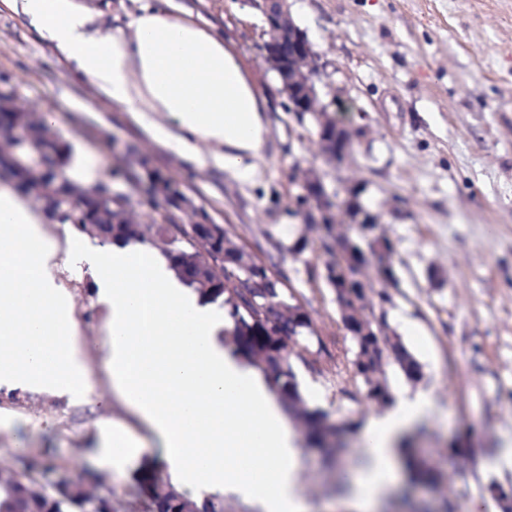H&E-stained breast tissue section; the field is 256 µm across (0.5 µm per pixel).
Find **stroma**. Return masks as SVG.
<instances>
[{
	"mask_svg": "<svg viewBox=\"0 0 512 512\" xmlns=\"http://www.w3.org/2000/svg\"><path fill=\"white\" fill-rule=\"evenodd\" d=\"M103 37L126 29L148 0H79ZM322 65L321 104L353 133L341 164L319 156L311 124H298L264 61L261 14L247 0H165L172 16L206 25L264 107L267 127L257 176L242 181L206 163L184 164L158 144L134 113L111 105L23 18L0 5V79L26 109L44 114L69 146L72 166L95 159L97 179L113 180L130 202L146 168L180 184L215 223L232 226L258 260L286 276V288L320 336L343 334L336 295L324 278L320 225L308 224L298 199L308 170L329 192L358 185L378 230L396 245L397 285L387 290L389 330L421 366L420 381L394 367L392 391H423L434 410L416 448L444 472L463 512H500L491 483L511 484L512 467V0H289ZM58 246L56 275L79 321L89 392L68 399L0 392V462L23 469L49 460L74 475L93 474L112 488L116 512H148L137 471L164 465L161 444L112 386L106 312L85 269L68 260L71 225L46 223ZM306 239L304 254L292 253ZM303 394L332 418L380 416L300 373ZM121 426L141 443L122 469L103 466L102 431ZM471 439L473 451L449 445ZM362 435L350 436L333 463L303 449L299 486L315 512H341L334 489L361 469Z\"/></svg>",
	"mask_w": 512,
	"mask_h": 512,
	"instance_id": "35a3bbf8",
	"label": "stroma"
}]
</instances>
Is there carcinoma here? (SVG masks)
Instances as JSON below:
<instances>
[{"label":"carcinoma","mask_w":512,"mask_h":512,"mask_svg":"<svg viewBox=\"0 0 512 512\" xmlns=\"http://www.w3.org/2000/svg\"><path fill=\"white\" fill-rule=\"evenodd\" d=\"M108 187L104 180L86 188L89 197L77 208L82 218L72 224H83L91 215L94 192ZM145 223L128 230L125 224L112 225V236L124 241L149 244L164 253L179 254L185 266L202 271V279L192 280L189 286L207 302H219L230 327L224 330V347L232 357L259 371L269 389L275 394L282 411L303 432L307 443L330 459L340 444L338 436L355 433L360 421L346 416L333 420L329 412L309 406L297 380V370L305 369L321 376L336 371V388L350 401H365L385 406L392 401L390 389L383 376L386 365L397 366L411 381L422 377L421 367L396 336L386 333L385 314H380V335L363 333V329L343 325L351 333L353 349L347 350L334 342V349L325 345L313 327L310 315L294 302L286 291V277L263 262L254 259L245 247L236 244L230 230L214 225L215 234L224 240V260L210 262L193 234L194 225L178 224L168 216L166 207L151 196L138 202ZM321 247L333 254L330 242L336 246L349 245L364 255L370 251L377 263V274L385 281H396L391 256L393 242L382 235L368 239L360 234L352 239L335 232V225L326 224ZM325 278L332 287L336 281L350 280L360 270L350 262L326 263ZM408 462L409 480L439 488L445 476L414 448V439L405 437L399 444ZM139 494H149L152 512H224L223 497L214 495L198 500L164 480L159 470L145 467L135 476ZM83 495L60 494L49 491L29 474L0 468V512H78Z\"/></svg>","instance_id":"obj_1"}]
</instances>
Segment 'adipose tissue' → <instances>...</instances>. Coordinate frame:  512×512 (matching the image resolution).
I'll use <instances>...</instances> for the list:
<instances>
[{"label": "adipose tissue", "instance_id": "1", "mask_svg": "<svg viewBox=\"0 0 512 512\" xmlns=\"http://www.w3.org/2000/svg\"><path fill=\"white\" fill-rule=\"evenodd\" d=\"M28 19L113 103L186 160H212L252 179L266 139L255 91L221 35L141 6L127 30L102 38L77 0H0ZM175 127H167L166 119ZM31 244L33 253L22 251ZM97 301L108 312L112 382L160 441L174 485L231 492L262 512H310L296 480L299 453L273 399L217 340L222 309L202 303L155 250L114 242L89 252ZM54 244L16 193L0 191V390L87 393L78 322L53 273ZM434 408L400 393L365 429V464L351 512H373L400 472V435Z\"/></svg>", "mask_w": 512, "mask_h": 512}]
</instances>
